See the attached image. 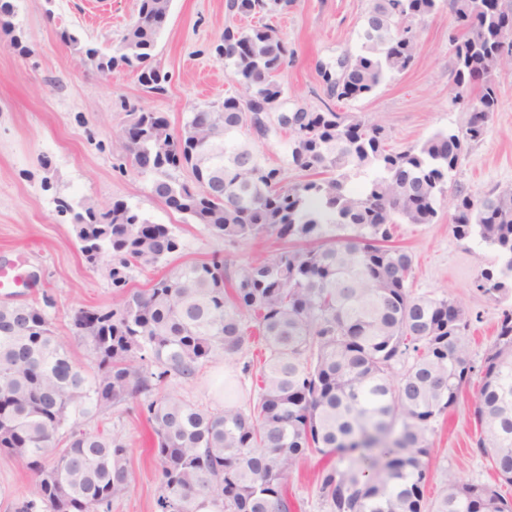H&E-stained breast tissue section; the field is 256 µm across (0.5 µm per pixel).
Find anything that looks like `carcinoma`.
Instances as JSON below:
<instances>
[{
	"label": "carcinoma",
	"instance_id": "obj_1",
	"mask_svg": "<svg viewBox=\"0 0 512 512\" xmlns=\"http://www.w3.org/2000/svg\"><path fill=\"white\" fill-rule=\"evenodd\" d=\"M357 53L316 64L328 101L321 109L285 108L277 80L288 44L267 25L230 22L215 50L242 93L190 113L178 132L160 112L131 113L122 148L171 210L227 241L273 237L277 255L231 265L222 256L171 267L148 288L130 286L134 270L180 249L166 224H154L122 200L105 210L59 201L86 262L109 258L119 299L83 306L74 331L88 341L86 369L55 334L47 308L0 301V454L26 463L33 498L19 512H109L132 473L127 448L83 419L144 400L161 473L160 512H293L289 474L312 455L324 461L318 493L327 512H512L498 487L436 474L425 432L458 404L474 370L464 336L466 311L447 297L412 293L413 259L386 245L392 225L432 224L448 172L463 146L487 133L499 93L495 75L512 61V10L499 0H448L455 16L452 104L468 112L457 133L437 132L400 152L385 127L338 112L416 61L417 25L441 0H371ZM172 0H138L135 20L105 52L69 30L65 46L99 72L130 68L150 92L170 82L155 53ZM295 0H225L243 20L288 11ZM286 135L282 164L255 149ZM190 171L193 183L175 173ZM290 171L307 180L290 182ZM366 173L360 195L347 192ZM450 224L460 239L496 252L499 268L481 272L479 289L496 301L512 293V189L477 197L459 187ZM264 344L255 372L257 399L247 410L214 413L159 393L168 376L191 379L242 350ZM413 363L395 378L394 364ZM473 403L476 448L500 482L512 485V309L479 368ZM441 493L425 495L430 481Z\"/></svg>",
	"mask_w": 512,
	"mask_h": 512
}]
</instances>
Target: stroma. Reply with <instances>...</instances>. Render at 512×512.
<instances>
[{
	"label": "stroma",
	"instance_id": "obj_1",
	"mask_svg": "<svg viewBox=\"0 0 512 512\" xmlns=\"http://www.w3.org/2000/svg\"><path fill=\"white\" fill-rule=\"evenodd\" d=\"M11 2L23 41L13 44L11 34L0 30V265L25 257V269L36 274L37 282L26 289L24 301L52 297L57 335L89 366L92 347L73 335L70 315L82 306H112L117 293L104 268L85 262L57 200L86 199L102 209L121 199L151 222L173 226L182 243L171 259L175 265L216 254L237 264L264 260L280 244L272 238H215L167 208L152 191L153 175L137 173L119 149L131 111L166 113L177 131L192 108L218 105L238 93L215 52L227 22L225 0H172L156 49L172 76L162 94L147 92L131 70L98 73L57 37L66 27L105 46L116 45L137 14V0H55L50 9L44 0ZM369 6V0H296L287 14L268 17L293 52L279 74L289 105L321 107L326 95L315 63L357 52ZM455 27L448 5H441L418 28L414 66L366 97L338 103V110L381 123L390 147L398 151L439 131L458 132L467 114L451 103L455 56L450 36ZM496 82L500 108L483 140L464 147L452 174L453 183L477 196L512 187V68L497 74ZM453 210L449 192L438 203L435 223L396 224L390 243L413 257L415 295L450 298L470 316L466 343L478 366L502 310L512 307V297L496 301L478 290L481 271L496 265L495 254L476 241L456 238L449 224ZM263 353L260 344L247 343L232 358L208 363L192 379L170 378L163 390L215 412L227 406L249 408L257 395L256 379L243 373L242 366ZM478 386V377H471L456 408L432 422L426 438L433 448L432 468L467 482L493 484L497 477L475 447L472 411ZM82 428L110 431L127 446L134 482L113 498L112 512H157L158 466L143 407L121 406L83 420ZM320 468L314 456L291 474L288 492L296 512H326L317 491ZM33 487L34 477L24 463L0 456V512H15Z\"/></svg>",
	"mask_w": 512,
	"mask_h": 512
}]
</instances>
